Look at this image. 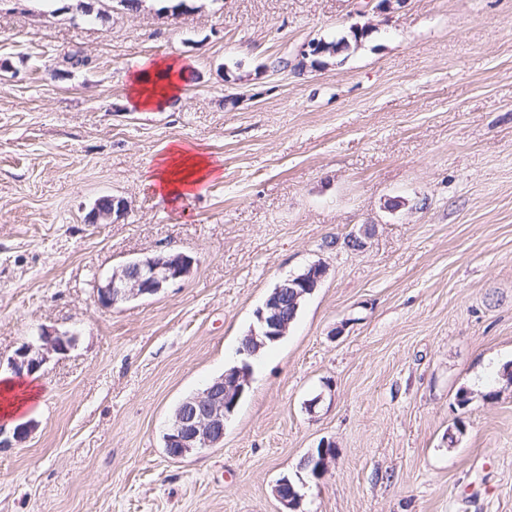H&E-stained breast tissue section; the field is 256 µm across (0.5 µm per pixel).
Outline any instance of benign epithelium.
<instances>
[{
  "instance_id": "7a95c632",
  "label": "benign epithelium",
  "mask_w": 512,
  "mask_h": 512,
  "mask_svg": "<svg viewBox=\"0 0 512 512\" xmlns=\"http://www.w3.org/2000/svg\"><path fill=\"white\" fill-rule=\"evenodd\" d=\"M110 211L94 208L91 223L105 221L112 215H121L127 208L124 200H112ZM193 259L183 253L155 255L145 261L127 262L114 270L97 288V303L113 308L138 297L152 296L170 284L188 276ZM325 270L314 265L307 275L289 276L277 284L274 295L256 311L257 325L240 341L238 353L255 354L265 340L276 341L288 332L289 321L284 315V299L293 294L300 297L304 289L314 288L324 277ZM73 344L67 333L42 328L35 342L19 347L10 362L12 372L18 377L30 376L41 370L47 354H66ZM248 365L214 380L201 392L182 401L168 430L165 453L171 459H182L198 448H215L224 442L225 420L233 413L245 387L249 384ZM35 429L33 422L18 424L9 429L0 423V449L16 448L25 444ZM331 444L320 447V458H312L316 467L312 474L324 476L331 461Z\"/></svg>"
}]
</instances>
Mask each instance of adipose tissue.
<instances>
[{"label":"adipose tissue","mask_w":512,"mask_h":512,"mask_svg":"<svg viewBox=\"0 0 512 512\" xmlns=\"http://www.w3.org/2000/svg\"><path fill=\"white\" fill-rule=\"evenodd\" d=\"M176 59L152 62L149 69L132 77L129 98L140 109L160 108L181 93L183 72L177 71ZM220 167L197 146L177 141L162 156L149 182L155 191L171 203L193 196L197 186L217 180ZM40 389L35 379L0 376V418L16 425L28 416L26 407L38 399Z\"/></svg>","instance_id":"obj_1"}]
</instances>
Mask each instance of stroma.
<instances>
[{
  "label": "stroma",
  "mask_w": 512,
  "mask_h": 512,
  "mask_svg": "<svg viewBox=\"0 0 512 512\" xmlns=\"http://www.w3.org/2000/svg\"><path fill=\"white\" fill-rule=\"evenodd\" d=\"M364 2L0 0V373L40 328L75 337L0 450V512H282L284 478L298 512H512V0ZM356 23L358 48L301 57ZM163 57L182 95L136 109L134 62ZM176 140L223 176L171 204L146 172ZM105 197L126 211L90 223ZM167 252L187 277L98 306ZM315 263L286 336L239 355ZM244 363L223 445L168 458L177 404ZM193 259L183 253H166L146 261L127 262L115 269L97 288V303L105 309L138 297L152 296L188 276ZM324 274V268L316 264L310 275L289 276L279 282L274 295L265 303L264 307L256 311L258 327L253 326L249 333L241 339L238 353L246 356L253 355L261 348L263 349L270 342L269 340L276 341L285 336L290 322L284 315L283 300L288 298V294H294L296 298L302 296L304 290L301 288H315L321 282ZM266 339L268 340L265 344ZM262 344L265 345L261 347ZM270 344L272 343H268V345Z\"/></svg>",
  "instance_id": "35a3bbf8"
}]
</instances>
